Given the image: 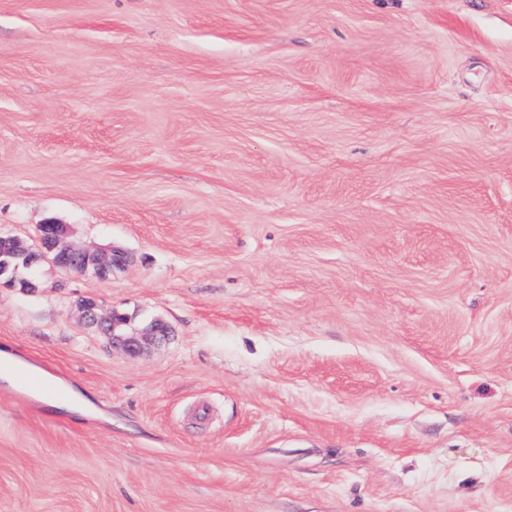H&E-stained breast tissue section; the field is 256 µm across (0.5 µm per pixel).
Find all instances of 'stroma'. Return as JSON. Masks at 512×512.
Instances as JSON below:
<instances>
[{"label":"stroma","instance_id":"35a3bbf8","mask_svg":"<svg viewBox=\"0 0 512 512\" xmlns=\"http://www.w3.org/2000/svg\"><path fill=\"white\" fill-rule=\"evenodd\" d=\"M48 220L131 260L0 285L92 400L0 380V512H512V0H0V235ZM79 310L84 321L96 326L104 335L112 339L113 347H118L129 354H140L153 345L163 343L169 336L168 326L161 320H155L141 329L129 328L130 320L122 315L118 320L117 313L102 312V306L95 297L80 299ZM40 401L50 409L75 414H80L81 408L90 403L89 399L74 394L72 390H63L61 397L40 396Z\"/></svg>","mask_w":512,"mask_h":512}]
</instances>
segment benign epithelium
Returning a JSON list of instances; mask_svg holds the SVG:
<instances>
[{"instance_id": "obj_1", "label": "benign epithelium", "mask_w": 512, "mask_h": 512, "mask_svg": "<svg viewBox=\"0 0 512 512\" xmlns=\"http://www.w3.org/2000/svg\"><path fill=\"white\" fill-rule=\"evenodd\" d=\"M22 256L34 262L50 261L57 267L77 273L88 271L101 279H106L113 267L129 262L125 251L110 247L90 249L70 240L67 225L47 221L40 225V235L35 245L27 246L20 239L0 236V258ZM79 310L84 321L97 327L112 339V346L129 354H139L145 349L163 343L169 336L168 326L155 320L141 329L129 328L130 320L117 319V313L102 312V306L94 297H84L79 301Z\"/></svg>"}]
</instances>
